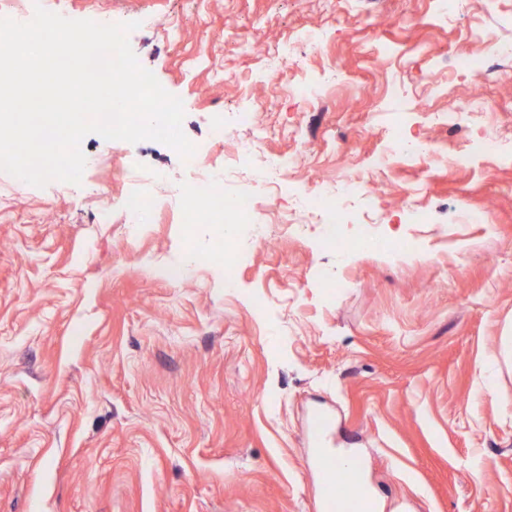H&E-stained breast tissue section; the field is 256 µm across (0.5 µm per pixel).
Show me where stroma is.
I'll list each match as a JSON object with an SVG mask.
<instances>
[{
  "mask_svg": "<svg viewBox=\"0 0 512 512\" xmlns=\"http://www.w3.org/2000/svg\"><path fill=\"white\" fill-rule=\"evenodd\" d=\"M432 11L70 0L68 18L135 23L132 50L181 99L183 132L222 170L225 196L251 186L225 145L253 139L256 162L291 160L285 221L180 223L178 191L197 172L153 140L86 135L85 157L112 163L77 184L0 171V512H325L309 438L319 412L382 512H512V63L481 84L448 69L449 55L486 51L469 36L477 23L512 43V0L492 13L464 0L424 22ZM145 13L154 25L139 24ZM265 47L293 48L283 73ZM300 81L314 90L303 107L288 93ZM476 92L474 120L431 122ZM398 115L442 144L431 168L387 161ZM480 133L507 159L455 161ZM375 160L388 189L369 219L347 204L342 226L365 248L325 244L306 198ZM135 185L156 202L136 221L122 208ZM410 189L430 223L403 214ZM406 238L422 251L397 250ZM228 240L230 273L210 258ZM174 268L181 279L165 277Z\"/></svg>",
  "mask_w": 512,
  "mask_h": 512,
  "instance_id": "obj_1",
  "label": "stroma"
}]
</instances>
